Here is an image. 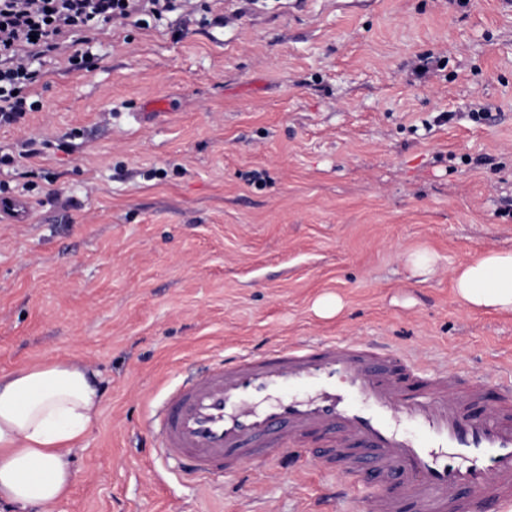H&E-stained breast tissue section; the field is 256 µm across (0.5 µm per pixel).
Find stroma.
<instances>
[{
  "label": "stroma",
  "instance_id": "obj_1",
  "mask_svg": "<svg viewBox=\"0 0 512 512\" xmlns=\"http://www.w3.org/2000/svg\"><path fill=\"white\" fill-rule=\"evenodd\" d=\"M87 37L0 125V158L39 149L0 161L30 205L0 221V371L76 356L102 390L55 512H316L320 460L201 484L159 455L152 407L212 358L383 341L512 373V313L452 280L512 250V0H177Z\"/></svg>",
  "mask_w": 512,
  "mask_h": 512
}]
</instances>
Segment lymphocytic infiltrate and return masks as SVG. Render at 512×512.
Instances as JSON below:
<instances>
[{
  "mask_svg": "<svg viewBox=\"0 0 512 512\" xmlns=\"http://www.w3.org/2000/svg\"><path fill=\"white\" fill-rule=\"evenodd\" d=\"M170 6V0H0V124L39 110L25 94L36 80V59L62 54L70 69H82L91 50L80 32L139 14L159 16ZM67 33L76 41L64 42Z\"/></svg>",
  "mask_w": 512,
  "mask_h": 512,
  "instance_id": "lymphocytic-infiltrate-1",
  "label": "lymphocytic infiltrate"
}]
</instances>
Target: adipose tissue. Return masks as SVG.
I'll return each mask as SVG.
<instances>
[{
    "mask_svg": "<svg viewBox=\"0 0 512 512\" xmlns=\"http://www.w3.org/2000/svg\"><path fill=\"white\" fill-rule=\"evenodd\" d=\"M474 310L512 313V251L489 250L454 274ZM102 412L96 375L79 358L0 372V502L54 512L71 488L67 456Z\"/></svg>",
    "mask_w": 512,
    "mask_h": 512,
    "instance_id": "adipose-tissue-1",
    "label": "adipose tissue"
}]
</instances>
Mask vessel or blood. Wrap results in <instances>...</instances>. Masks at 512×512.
<instances>
[{
  "mask_svg": "<svg viewBox=\"0 0 512 512\" xmlns=\"http://www.w3.org/2000/svg\"><path fill=\"white\" fill-rule=\"evenodd\" d=\"M159 448L206 479L308 441L362 512H493L512 502V381L421 372L389 343L297 342L210 363L168 389Z\"/></svg>",
  "mask_w": 512,
  "mask_h": 512,
  "instance_id": "b4317fda",
  "label": "vessel or blood"
}]
</instances>
